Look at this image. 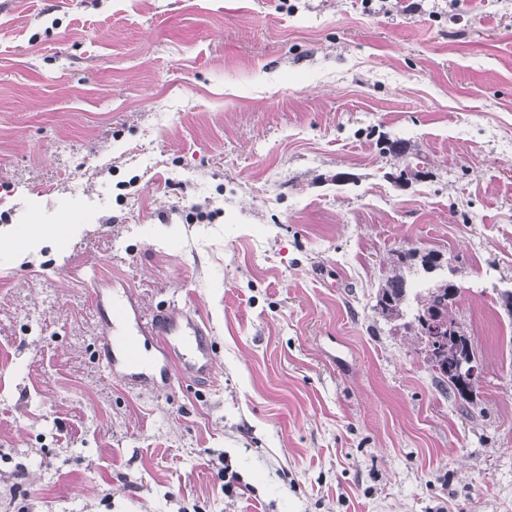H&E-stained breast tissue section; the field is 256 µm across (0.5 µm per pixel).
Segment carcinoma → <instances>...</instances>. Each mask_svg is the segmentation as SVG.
I'll use <instances>...</instances> for the list:
<instances>
[{
  "label": "carcinoma",
  "instance_id": "1",
  "mask_svg": "<svg viewBox=\"0 0 512 512\" xmlns=\"http://www.w3.org/2000/svg\"><path fill=\"white\" fill-rule=\"evenodd\" d=\"M420 260L423 270L429 271L438 266L436 252L430 251L421 256L400 252L393 260L391 273L376 294L375 308L388 320L403 319L407 315L409 307L407 282L402 274V269L414 260ZM458 299L448 296V282L443 281L426 294L416 296V307L412 314V329L415 336L422 344L425 352L433 351V355L424 357L427 368L433 378L450 390L454 398L468 399L472 390L465 388L459 376L451 371L453 361L465 345L471 343V339L465 333L464 327L453 316V307ZM441 318L460 331L458 337H449L446 341L435 345L426 331V324L431 319ZM437 349H432V346Z\"/></svg>",
  "mask_w": 512,
  "mask_h": 512
}]
</instances>
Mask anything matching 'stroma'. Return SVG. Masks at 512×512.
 Wrapping results in <instances>:
<instances>
[{
	"mask_svg": "<svg viewBox=\"0 0 512 512\" xmlns=\"http://www.w3.org/2000/svg\"><path fill=\"white\" fill-rule=\"evenodd\" d=\"M34 221L0 512H512V0H0V234ZM410 249L469 405L374 308ZM116 282L207 324L210 380L104 370Z\"/></svg>",
	"mask_w": 512,
	"mask_h": 512,
	"instance_id": "35a3bbf8",
	"label": "stroma"
}]
</instances>
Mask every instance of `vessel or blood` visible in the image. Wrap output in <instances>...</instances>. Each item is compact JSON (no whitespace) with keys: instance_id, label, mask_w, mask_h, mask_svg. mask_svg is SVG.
Segmentation results:
<instances>
[{"instance_id":"1","label":"vessel or blood","mask_w":512,"mask_h":512,"mask_svg":"<svg viewBox=\"0 0 512 512\" xmlns=\"http://www.w3.org/2000/svg\"><path fill=\"white\" fill-rule=\"evenodd\" d=\"M155 341L166 364L148 359L142 340ZM97 358L109 375L140 389L159 390L173 376H205L215 369L216 353L207 328L187 310L159 306L144 311L131 295L113 299Z\"/></svg>"}]
</instances>
